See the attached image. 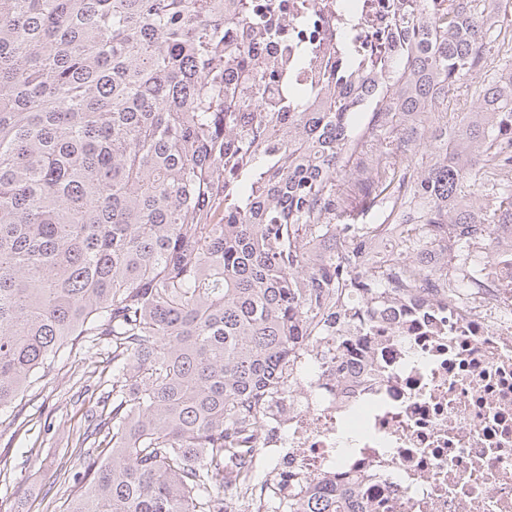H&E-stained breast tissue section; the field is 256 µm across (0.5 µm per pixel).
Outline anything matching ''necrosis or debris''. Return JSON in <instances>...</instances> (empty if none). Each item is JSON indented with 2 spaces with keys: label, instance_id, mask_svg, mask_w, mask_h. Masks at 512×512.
I'll return each mask as SVG.
<instances>
[{
  "label": "necrosis or debris",
  "instance_id": "4bbe7bcc",
  "mask_svg": "<svg viewBox=\"0 0 512 512\" xmlns=\"http://www.w3.org/2000/svg\"><path fill=\"white\" fill-rule=\"evenodd\" d=\"M310 11L316 38L335 0ZM478 288L420 280L371 330L352 332L344 368L319 361L252 442L305 479L358 491L364 512H512V237L478 248Z\"/></svg>",
  "mask_w": 512,
  "mask_h": 512
}]
</instances>
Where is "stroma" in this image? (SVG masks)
I'll return each instance as SVG.
<instances>
[{
	"label": "stroma",
	"instance_id": "stroma-1",
	"mask_svg": "<svg viewBox=\"0 0 512 512\" xmlns=\"http://www.w3.org/2000/svg\"><path fill=\"white\" fill-rule=\"evenodd\" d=\"M108 357L96 347L65 359L27 389L15 421L0 419V502L9 512H58L69 495L65 476L81 475L89 457L67 453L66 443L101 409L85 385Z\"/></svg>",
	"mask_w": 512,
	"mask_h": 512
}]
</instances>
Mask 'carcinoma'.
Listing matches in <instances>:
<instances>
[{"label":"carcinoma","mask_w":512,"mask_h":512,"mask_svg":"<svg viewBox=\"0 0 512 512\" xmlns=\"http://www.w3.org/2000/svg\"><path fill=\"white\" fill-rule=\"evenodd\" d=\"M509 0H391L314 87L226 38H280L255 0H0V415L83 340L112 346L61 512H358L260 475L245 444L346 326L421 277L476 288L512 225ZM477 108L448 113L475 72Z\"/></svg>","instance_id":"cac0c4a2"}]
</instances>
